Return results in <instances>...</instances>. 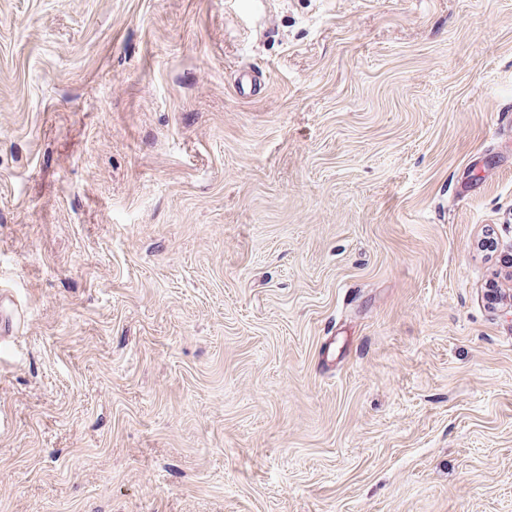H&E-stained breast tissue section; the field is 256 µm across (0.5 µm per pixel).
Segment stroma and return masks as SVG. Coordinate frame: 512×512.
Returning a JSON list of instances; mask_svg holds the SVG:
<instances>
[{"label": "stroma", "instance_id": "obj_1", "mask_svg": "<svg viewBox=\"0 0 512 512\" xmlns=\"http://www.w3.org/2000/svg\"><path fill=\"white\" fill-rule=\"evenodd\" d=\"M511 109L512 0H0V512H512Z\"/></svg>", "mask_w": 512, "mask_h": 512}]
</instances>
